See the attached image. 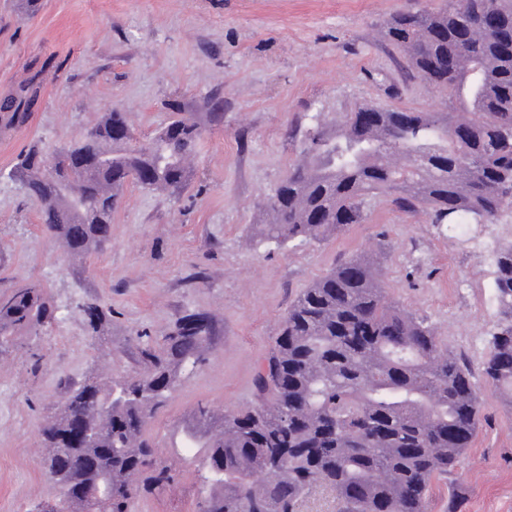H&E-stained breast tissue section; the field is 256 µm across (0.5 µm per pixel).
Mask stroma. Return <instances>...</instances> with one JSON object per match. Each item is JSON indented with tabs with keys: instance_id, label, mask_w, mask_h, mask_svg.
<instances>
[{
	"instance_id": "obj_1",
	"label": "stroma",
	"mask_w": 512,
	"mask_h": 512,
	"mask_svg": "<svg viewBox=\"0 0 512 512\" xmlns=\"http://www.w3.org/2000/svg\"><path fill=\"white\" fill-rule=\"evenodd\" d=\"M406 0H0V103L30 77L28 122L0 124V294L41 284L52 326L0 348V512H50L61 494L39 451L45 421L71 388L134 375L140 347L183 316L207 314V363L180 373L143 434L175 480L134 512H198L207 443L225 413L255 402V377L299 292L343 261L383 248L390 300L427 318L464 354L480 401L467 452L427 492V512H512V414L480 375L498 304L488 253L498 228L462 242L447 225L378 204L368 221L320 243L255 245L264 197L300 156L313 115L327 124L357 106L440 112L444 96L408 78L384 39ZM126 112L145 142L174 113L202 135L187 185L162 195L128 186L103 249L72 259L9 176L30 142L61 148L105 113ZM223 113L220 124L209 121ZM112 315L89 332L82 305ZM209 407L210 417L199 415Z\"/></svg>"
}]
</instances>
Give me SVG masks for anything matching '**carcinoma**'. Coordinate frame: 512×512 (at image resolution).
<instances>
[{
  "mask_svg": "<svg viewBox=\"0 0 512 512\" xmlns=\"http://www.w3.org/2000/svg\"><path fill=\"white\" fill-rule=\"evenodd\" d=\"M388 41L403 48L412 76L448 92L443 112L365 107L336 131L308 128L302 160L267 195L271 220L258 242H321L363 224L384 197L406 213L460 230L512 218V0H446L437 13L396 14ZM30 86L5 106L10 126L30 115ZM201 135L178 117L152 140L131 147L122 111L69 148L39 143L16 157L45 230L74 256L101 247L124 189L175 192L189 177ZM499 303L497 331L482 374L512 409V240L492 250ZM378 255L355 256L297 296L257 375L269 402L224 415L207 447L209 476L199 512H300L322 489L338 512H426L432 481L448 474L469 447L479 402L472 372L424 318L391 302L378 277ZM57 319L41 285L0 296V340ZM211 325L182 318L159 349H142L143 374L123 401L100 406L112 382L92 380L69 393L42 429L47 474L75 489L107 482L112 512H131L146 486L173 480L143 437L181 370L208 361ZM106 419L96 448H75L71 425Z\"/></svg>",
  "mask_w": 512,
  "mask_h": 512,
  "instance_id": "obj_1",
  "label": "carcinoma"
}]
</instances>
